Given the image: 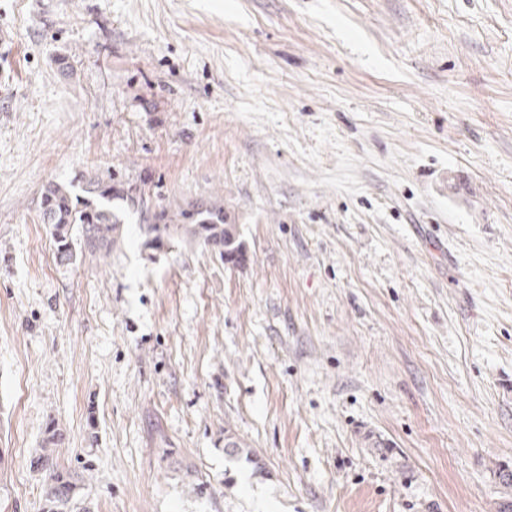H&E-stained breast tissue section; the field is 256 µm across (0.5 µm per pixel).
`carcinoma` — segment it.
<instances>
[{
	"mask_svg": "<svg viewBox=\"0 0 512 512\" xmlns=\"http://www.w3.org/2000/svg\"><path fill=\"white\" fill-rule=\"evenodd\" d=\"M133 190V185L112 176L83 178L79 194L71 182L47 184L41 219L51 228L57 258L74 264L109 257L124 240L130 215L137 213L143 216L145 243H154V250L186 238L211 247L226 264L245 262L247 251L237 225L224 220L223 199L171 204L149 214ZM63 436L59 424L50 423L30 461V467L43 477L41 512H91L90 502L80 494L84 474L58 464L56 448Z\"/></svg>",
	"mask_w": 512,
	"mask_h": 512,
	"instance_id": "obj_1",
	"label": "carcinoma"
}]
</instances>
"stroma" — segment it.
<instances>
[{
  "instance_id": "35a3bbf8",
  "label": "stroma",
  "mask_w": 512,
  "mask_h": 512,
  "mask_svg": "<svg viewBox=\"0 0 512 512\" xmlns=\"http://www.w3.org/2000/svg\"><path fill=\"white\" fill-rule=\"evenodd\" d=\"M0 512L512 503V0H0ZM220 197L246 264L41 196ZM258 464L224 454L226 436ZM207 489L197 492V481ZM137 190L130 183L109 175L83 177L81 192L73 182H51L42 192L41 219L49 224L56 242V256L66 264L110 256L124 240L132 213L143 216L140 229L145 245L159 250L175 239H190L210 246L224 264L240 265L246 260V247L237 225L226 224L224 201L209 198L171 204L150 216L144 210ZM64 432L58 423L47 427L38 452L32 457L30 467L43 477L42 512H91L90 502L80 494L86 481L83 473L60 467L56 448Z\"/></svg>"
}]
</instances>
